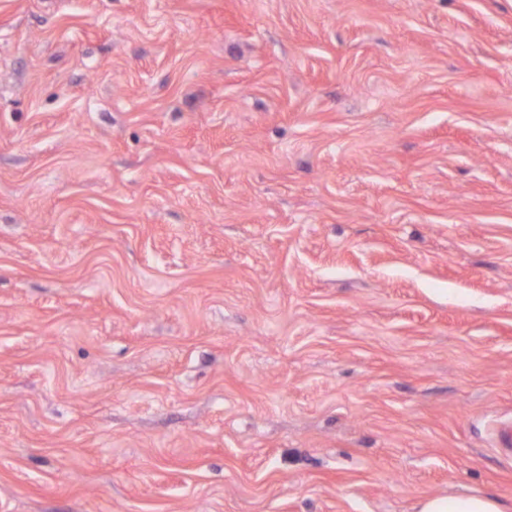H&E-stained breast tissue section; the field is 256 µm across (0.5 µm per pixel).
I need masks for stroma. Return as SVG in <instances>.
<instances>
[{"label":"stroma","mask_w":512,"mask_h":512,"mask_svg":"<svg viewBox=\"0 0 512 512\" xmlns=\"http://www.w3.org/2000/svg\"><path fill=\"white\" fill-rule=\"evenodd\" d=\"M512 0H0V512H512ZM418 512H503L498 503L484 496H431L421 500Z\"/></svg>","instance_id":"stroma-1"}]
</instances>
